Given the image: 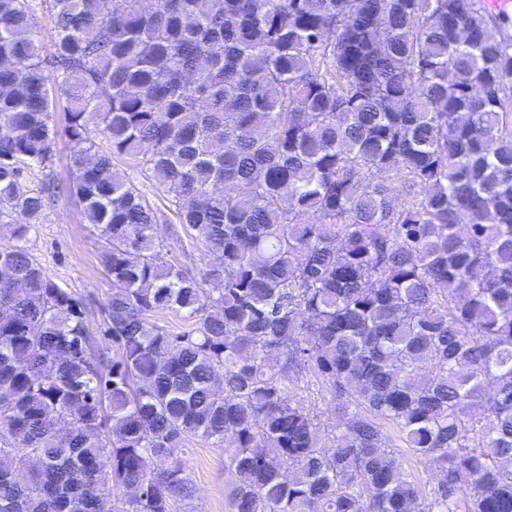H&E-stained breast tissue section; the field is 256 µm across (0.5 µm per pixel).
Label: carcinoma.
<instances>
[{
    "label": "carcinoma",
    "instance_id": "cac0c4a2",
    "mask_svg": "<svg viewBox=\"0 0 512 512\" xmlns=\"http://www.w3.org/2000/svg\"><path fill=\"white\" fill-rule=\"evenodd\" d=\"M123 158L217 262L167 258ZM61 196L110 243L112 359L26 246ZM0 224V512H114L132 487L121 512H177L193 439L224 446L232 512H512L511 16L0 0ZM310 388V392L303 393V395L308 398L306 399L308 400L306 404H311L314 408V412H317L321 416L322 423L328 426H336V415L332 410L333 405L330 400V395L314 381L310 385ZM398 449L403 452L405 472L409 477L415 479V481L418 482L425 491H428L434 483V478L431 472L425 469V467H423V465H421L418 460L407 451V448Z\"/></svg>",
    "mask_w": 512,
    "mask_h": 512
}]
</instances>
